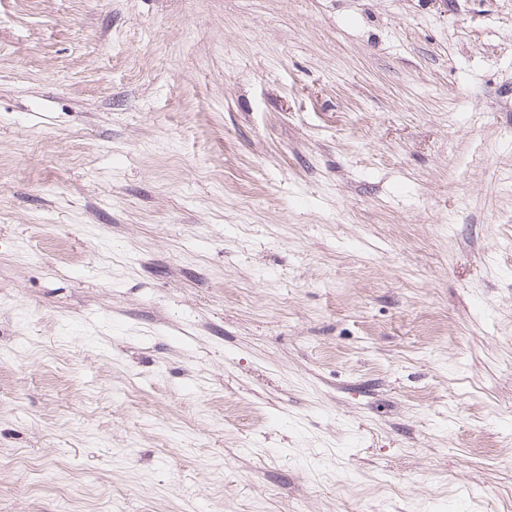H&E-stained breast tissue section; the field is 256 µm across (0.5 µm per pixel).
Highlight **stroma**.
Returning a JSON list of instances; mask_svg holds the SVG:
<instances>
[{
  "instance_id": "1",
  "label": "stroma",
  "mask_w": 512,
  "mask_h": 512,
  "mask_svg": "<svg viewBox=\"0 0 512 512\" xmlns=\"http://www.w3.org/2000/svg\"><path fill=\"white\" fill-rule=\"evenodd\" d=\"M0 512H512V0H0Z\"/></svg>"
}]
</instances>
